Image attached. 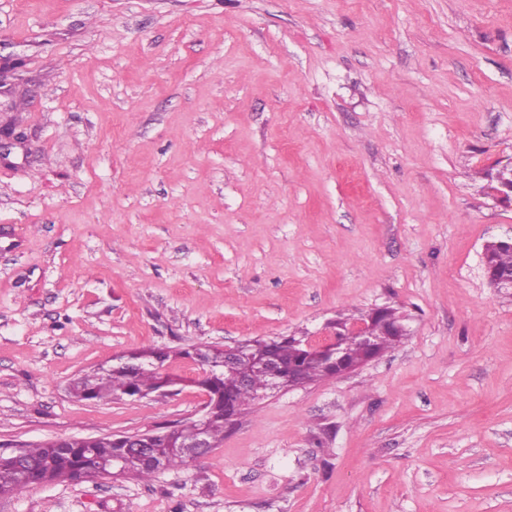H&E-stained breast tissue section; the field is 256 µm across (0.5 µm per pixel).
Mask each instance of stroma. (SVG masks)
Segmentation results:
<instances>
[{
	"mask_svg": "<svg viewBox=\"0 0 512 512\" xmlns=\"http://www.w3.org/2000/svg\"><path fill=\"white\" fill-rule=\"evenodd\" d=\"M0 55V457L196 419L201 342L410 329L185 469L0 512H512V0H0ZM148 347L175 394L69 393ZM493 241H500V244L491 251L490 268L494 272L512 270V239L502 237ZM374 321L377 324V336L375 341L376 346L374 351L377 357L392 349L396 344L401 342L404 336L408 335V329L403 323L404 316L402 315L391 317V321L395 326V330L400 336H396L391 333L383 315H377L374 318Z\"/></svg>",
	"mask_w": 512,
	"mask_h": 512,
	"instance_id": "35a3bbf8",
	"label": "stroma"
}]
</instances>
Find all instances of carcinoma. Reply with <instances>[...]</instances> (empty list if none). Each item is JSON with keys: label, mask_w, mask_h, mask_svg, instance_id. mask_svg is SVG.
Instances as JSON below:
<instances>
[{"label": "carcinoma", "mask_w": 512, "mask_h": 512, "mask_svg": "<svg viewBox=\"0 0 512 512\" xmlns=\"http://www.w3.org/2000/svg\"><path fill=\"white\" fill-rule=\"evenodd\" d=\"M490 268L497 271L512 270V239L500 238L489 258ZM377 324L375 355L381 356L402 337L391 333L384 316L374 318ZM342 350L341 362L352 365L363 358L359 337L342 334L338 336ZM239 355L226 361L224 350L199 343L182 355L190 358L203 357L202 376L197 384L210 396V411L204 426L208 439L219 442L224 439V427L229 417L240 415L250 405L267 393V380L254 371L252 361L270 358L282 369L285 379L307 384L333 376L335 367L328 363L322 353L305 349L302 339L296 335L276 339L255 340L238 346ZM170 353L159 349H142L119 358L108 369L85 373L74 382L73 396L79 400L103 401L114 397L143 398L153 393L163 394L170 388L172 376L161 372ZM141 440L151 442L159 456L150 460L141 449L127 446V441L110 435L96 436L86 442L82 438H68L61 446L49 440L32 448L24 449L27 474L19 473L8 458L0 457V495H9L22 490L24 476L38 483L67 482L78 470L88 475L108 474L110 466L123 467L126 477L150 480L161 470H174L188 466L194 457L174 443L166 440L160 432L141 435Z\"/></svg>", "instance_id": "carcinoma-1"}]
</instances>
